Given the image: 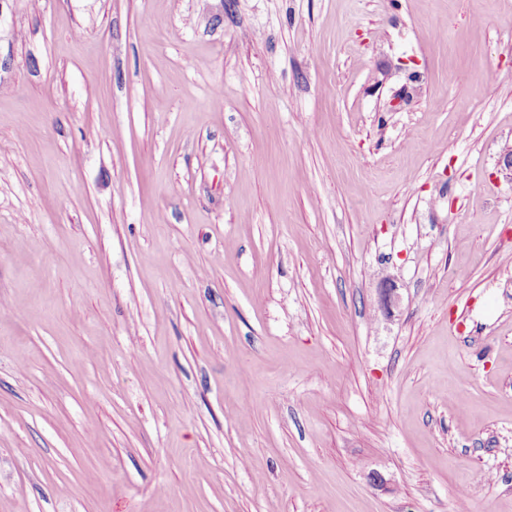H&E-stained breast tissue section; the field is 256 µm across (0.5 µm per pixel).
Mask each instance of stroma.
I'll use <instances>...</instances> for the list:
<instances>
[{
	"label": "stroma",
	"instance_id": "stroma-1",
	"mask_svg": "<svg viewBox=\"0 0 512 512\" xmlns=\"http://www.w3.org/2000/svg\"><path fill=\"white\" fill-rule=\"evenodd\" d=\"M511 154L512 0H0V512H512Z\"/></svg>",
	"mask_w": 512,
	"mask_h": 512
}]
</instances>
